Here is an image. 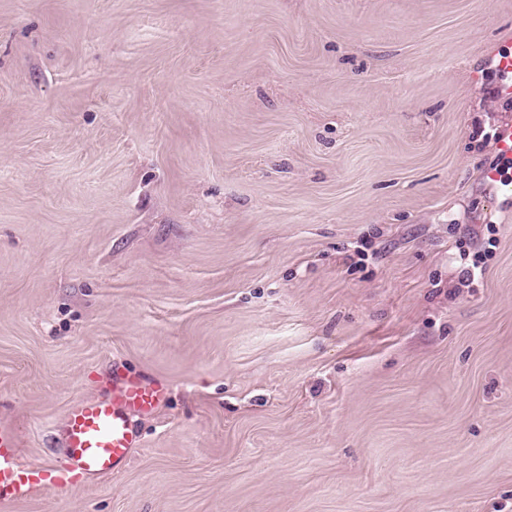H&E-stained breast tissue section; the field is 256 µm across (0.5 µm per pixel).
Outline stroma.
Here are the masks:
<instances>
[{
  "mask_svg": "<svg viewBox=\"0 0 512 512\" xmlns=\"http://www.w3.org/2000/svg\"><path fill=\"white\" fill-rule=\"evenodd\" d=\"M508 48L512 0H0V424L44 465L170 389L0 512H512ZM498 85L500 98L512 100V51L503 50L497 54ZM167 395L164 384L114 371L112 397L82 400L69 410V459L39 468L20 466L18 439L9 426L0 425V499L30 489L78 486L117 472L141 443L132 417L152 412Z\"/></svg>",
  "mask_w": 512,
  "mask_h": 512,
  "instance_id": "obj_1",
  "label": "stroma"
}]
</instances>
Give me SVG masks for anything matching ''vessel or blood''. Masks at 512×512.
<instances>
[{
	"label": "vessel or blood",
	"mask_w": 512,
	"mask_h": 512,
	"mask_svg": "<svg viewBox=\"0 0 512 512\" xmlns=\"http://www.w3.org/2000/svg\"><path fill=\"white\" fill-rule=\"evenodd\" d=\"M497 71L498 96L512 100L511 50L498 52ZM167 395L164 384L132 372H114L110 397L72 405L67 426L69 459L39 468L20 466L18 439L9 426L0 425V498L30 489L78 486L117 472L141 443L133 416L152 412Z\"/></svg>",
	"instance_id": "obj_1"
}]
</instances>
